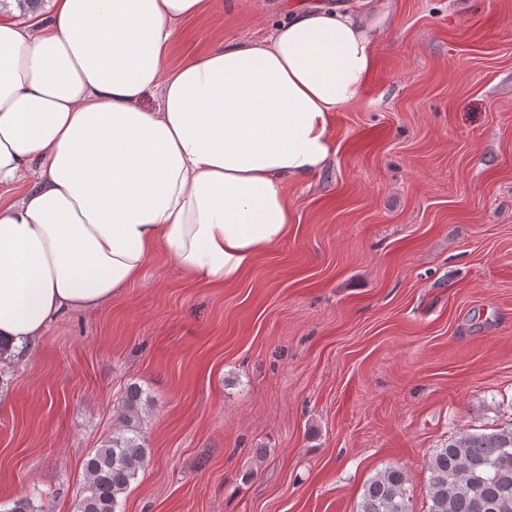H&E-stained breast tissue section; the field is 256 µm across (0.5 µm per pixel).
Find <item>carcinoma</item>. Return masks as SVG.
<instances>
[{
  "mask_svg": "<svg viewBox=\"0 0 512 512\" xmlns=\"http://www.w3.org/2000/svg\"><path fill=\"white\" fill-rule=\"evenodd\" d=\"M151 398L131 383L121 395L118 425L84 460L85 482L77 512H117L147 461L143 414ZM428 512H512V426L490 433L460 432L433 449ZM407 476L389 467L365 485L357 512H412ZM38 492L16 499L6 512H42Z\"/></svg>",
  "mask_w": 512,
  "mask_h": 512,
  "instance_id": "carcinoma-1",
  "label": "carcinoma"
}]
</instances>
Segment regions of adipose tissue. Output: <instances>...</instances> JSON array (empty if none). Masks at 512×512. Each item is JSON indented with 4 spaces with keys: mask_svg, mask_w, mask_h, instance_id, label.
Wrapping results in <instances>:
<instances>
[{
    "mask_svg": "<svg viewBox=\"0 0 512 512\" xmlns=\"http://www.w3.org/2000/svg\"><path fill=\"white\" fill-rule=\"evenodd\" d=\"M224 0H50L0 18V359L63 313L92 314L156 247L184 276L237 282L286 239L288 179L337 153L375 25L298 7L260 42L229 40L165 72L179 22ZM157 98L144 106L146 96Z\"/></svg>",
    "mask_w": 512,
    "mask_h": 512,
    "instance_id": "ef3b65f1",
    "label": "adipose tissue"
}]
</instances>
